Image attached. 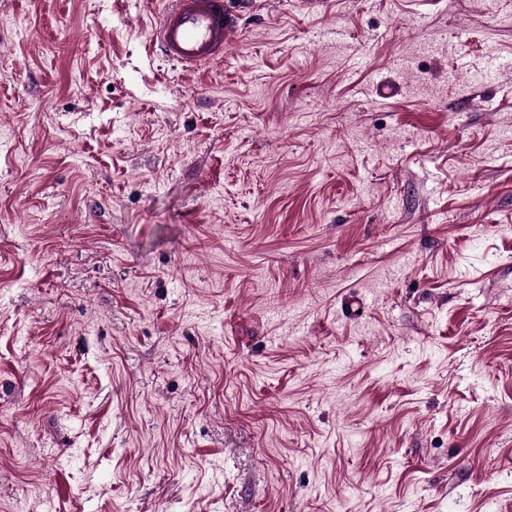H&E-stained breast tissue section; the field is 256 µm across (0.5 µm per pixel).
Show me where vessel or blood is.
Returning <instances> with one entry per match:
<instances>
[{"label":"vessel or blood","instance_id":"vessel-or-blood-1","mask_svg":"<svg viewBox=\"0 0 512 512\" xmlns=\"http://www.w3.org/2000/svg\"><path fill=\"white\" fill-rule=\"evenodd\" d=\"M255 6L256 0H163L149 49L185 71H198L223 59L242 16Z\"/></svg>","mask_w":512,"mask_h":512}]
</instances>
